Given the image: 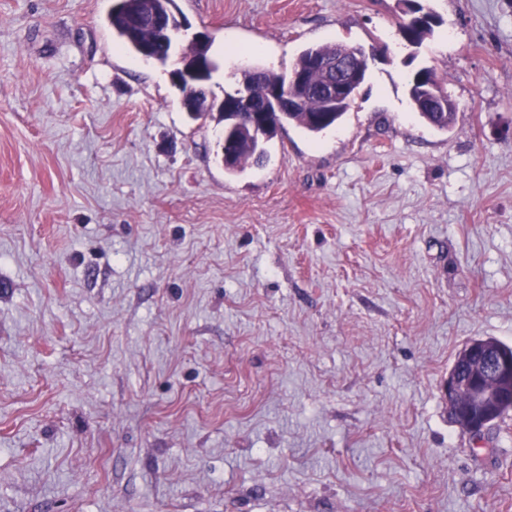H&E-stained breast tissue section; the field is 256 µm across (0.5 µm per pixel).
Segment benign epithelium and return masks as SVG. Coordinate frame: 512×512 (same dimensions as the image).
I'll use <instances>...</instances> for the list:
<instances>
[{
  "mask_svg": "<svg viewBox=\"0 0 512 512\" xmlns=\"http://www.w3.org/2000/svg\"><path fill=\"white\" fill-rule=\"evenodd\" d=\"M156 30L158 41L167 46L168 50H173V24L160 20L156 22ZM367 69L368 59L359 53L336 59L313 57L311 70L328 77L327 82L317 89L325 101L326 111L336 110V104L361 79ZM181 73L189 82H196L198 77L206 74L203 59H186ZM290 85L311 89L309 72L299 71L285 81V86L268 88L260 101L254 99L249 92L238 95L229 105L233 111V124L225 127L224 135H229L233 125L242 120L260 124L267 133L273 132L277 128L274 123L275 116L285 111L288 106ZM465 363L471 364V368L465 369L455 365L450 369L443 385V393L450 403L463 397L473 405L486 408V418L482 420L481 425L471 426L475 432H484L492 424L494 416L492 404L495 402L496 383L503 379L512 384V363L508 365L501 362L496 353L481 341H476L468 347L465 352Z\"/></svg>",
  "mask_w": 512,
  "mask_h": 512,
  "instance_id": "benign-epithelium-1",
  "label": "benign epithelium"
}]
</instances>
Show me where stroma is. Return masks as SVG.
Segmentation results:
<instances>
[{
  "label": "stroma",
  "instance_id": "1",
  "mask_svg": "<svg viewBox=\"0 0 512 512\" xmlns=\"http://www.w3.org/2000/svg\"><path fill=\"white\" fill-rule=\"evenodd\" d=\"M117 0H0V512H512V414L442 386L512 345V0H175L167 63ZM376 46L343 122L225 172L172 79ZM423 67L457 107L413 111ZM415 79L416 82L423 81L425 84L431 83L430 89H435L442 92H445V82H443L437 76L434 69L426 67L419 70L415 74L408 92L411 104L415 112H417L419 116L431 126L437 128L438 130L447 131L454 124L456 119V110L453 101L448 96V99L451 100V103L448 105V112H431L428 108V102L424 98V96L427 94V91H411Z\"/></svg>",
  "mask_w": 512,
  "mask_h": 512
}]
</instances>
